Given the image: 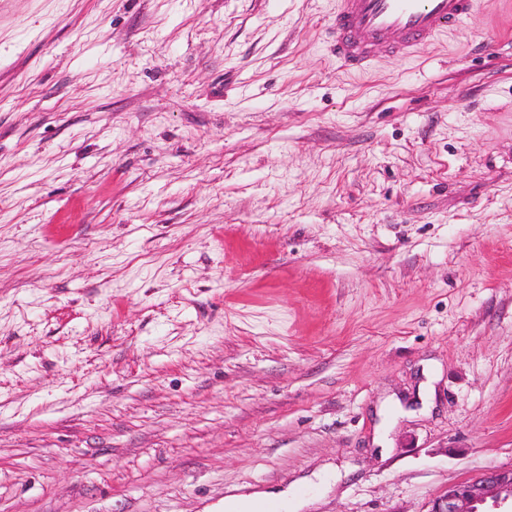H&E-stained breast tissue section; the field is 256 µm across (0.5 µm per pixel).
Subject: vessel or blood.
<instances>
[{
	"instance_id": "obj_1",
	"label": "vessel or blood",
	"mask_w": 512,
	"mask_h": 512,
	"mask_svg": "<svg viewBox=\"0 0 512 512\" xmlns=\"http://www.w3.org/2000/svg\"><path fill=\"white\" fill-rule=\"evenodd\" d=\"M480 4L481 0H338L329 50L354 70L368 67L381 48L408 56L461 25Z\"/></svg>"
}]
</instances>
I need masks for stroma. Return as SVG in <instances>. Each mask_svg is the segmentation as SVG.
<instances>
[{"mask_svg": "<svg viewBox=\"0 0 512 512\" xmlns=\"http://www.w3.org/2000/svg\"><path fill=\"white\" fill-rule=\"evenodd\" d=\"M335 12L0 0V512L512 464V0L364 71Z\"/></svg>", "mask_w": 512, "mask_h": 512, "instance_id": "35a3bbf8", "label": "stroma"}]
</instances>
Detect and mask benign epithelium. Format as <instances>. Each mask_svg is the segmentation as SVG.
<instances>
[{
    "label": "benign epithelium",
    "mask_w": 512,
    "mask_h": 512,
    "mask_svg": "<svg viewBox=\"0 0 512 512\" xmlns=\"http://www.w3.org/2000/svg\"><path fill=\"white\" fill-rule=\"evenodd\" d=\"M512 502V465L486 469L472 478L451 484L429 502L427 512H484Z\"/></svg>",
    "instance_id": "1"
}]
</instances>
